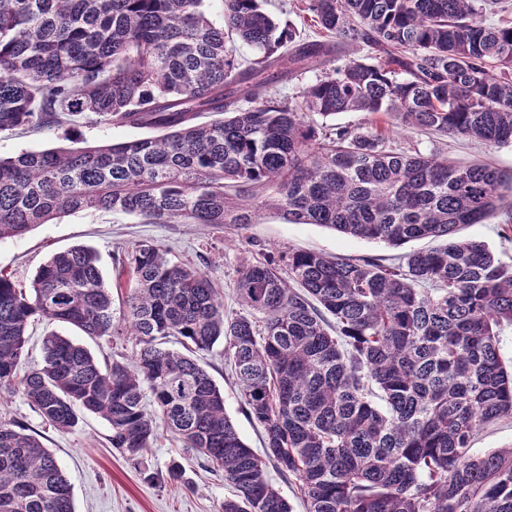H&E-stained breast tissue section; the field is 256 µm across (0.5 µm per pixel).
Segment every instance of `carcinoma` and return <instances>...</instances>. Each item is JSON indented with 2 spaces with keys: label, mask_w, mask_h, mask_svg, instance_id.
Listing matches in <instances>:
<instances>
[{
  "label": "carcinoma",
  "mask_w": 512,
  "mask_h": 512,
  "mask_svg": "<svg viewBox=\"0 0 512 512\" xmlns=\"http://www.w3.org/2000/svg\"><path fill=\"white\" fill-rule=\"evenodd\" d=\"M0 0V134L98 124L161 135L0 158V240L94 209L146 224H253L272 211L392 247L431 238L396 264L290 249L245 265L242 312L197 267L150 242L122 263L133 285L112 307L97 253L53 254L29 290L0 273V399L21 391L43 421L72 430L100 415L131 458L159 429L179 437L232 493L220 512H292L267 466L298 482L306 512H512V445L473 452L512 417V267L458 228L512 224V174L385 147L378 128L310 116L369 112L402 131L512 147V25L480 0H309L334 43L300 44L259 0ZM254 48L243 66L235 43ZM297 99L270 85L335 61ZM288 267L283 277L281 266ZM89 337L130 333L132 363L105 367L52 334L30 366L28 324ZM174 338L177 352L162 347ZM224 343L264 456L242 440L224 394L194 358ZM0 512H75L54 455L0 413Z\"/></svg>",
  "instance_id": "cac0c4a2"
}]
</instances>
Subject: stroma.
<instances>
[{
  "instance_id": "obj_1",
  "label": "stroma",
  "mask_w": 512,
  "mask_h": 512,
  "mask_svg": "<svg viewBox=\"0 0 512 512\" xmlns=\"http://www.w3.org/2000/svg\"><path fill=\"white\" fill-rule=\"evenodd\" d=\"M306 3L264 0L263 7L281 25L293 28L300 39H321ZM386 146L397 152L434 153L459 164L489 162L504 173L512 172V147L488 148L465 138L396 129L388 131ZM460 234L485 242L504 263L512 265V225L492 219L466 225ZM143 241L158 245L173 261L205 271L222 290L228 317L240 310L236 283L246 264L291 249L349 258H384L395 251L317 224H291L274 214L263 215L254 224L201 225L141 224L130 216L82 211L39 225L23 237L0 241V271L11 274L26 289L37 268L52 254L82 244L96 250L103 278L112 285L120 270L119 258ZM197 359L223 392L225 411L244 442L255 453H262L261 428L241 410L223 344L199 353ZM1 407L38 433L52 451L72 487L75 512H219L230 493L222 473L204 468L191 450L167 432H159L151 449L133 460L109 445L110 428L97 415L82 414L77 426L62 434L46 425L22 394L9 395ZM175 466L183 472L178 484L168 480V471Z\"/></svg>"
}]
</instances>
